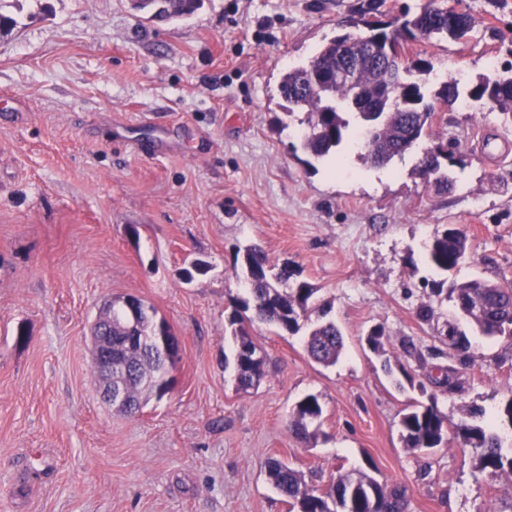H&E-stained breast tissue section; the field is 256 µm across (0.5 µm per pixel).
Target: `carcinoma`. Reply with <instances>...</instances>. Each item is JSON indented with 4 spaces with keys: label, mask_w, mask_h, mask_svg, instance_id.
<instances>
[{
    "label": "carcinoma",
    "mask_w": 512,
    "mask_h": 512,
    "mask_svg": "<svg viewBox=\"0 0 512 512\" xmlns=\"http://www.w3.org/2000/svg\"><path fill=\"white\" fill-rule=\"evenodd\" d=\"M203 0H139L137 8L152 12L158 20L183 18L197 11ZM456 11L433 2L419 12L404 13L395 27H367V33L355 36L344 33L322 45L306 62L290 66L282 76L279 92L286 102V115L305 113L300 144L312 161L332 157L350 138H362L372 128V141L361 158L383 166L402 157L428 138L438 137L439 112L454 104L471 99L481 101L490 112L500 115L503 126L512 128V65L474 85L448 77L440 89L430 93L426 84L410 79L411 69L432 71V64L420 59L408 66L405 54L386 52L387 45L407 41L450 38L460 40L474 28L470 13L462 11L460 22L448 26L438 20L441 13ZM358 62V82L364 98L374 108L372 112H356L350 104L352 88L331 84L325 95L315 92L326 76H334L336 67L345 58ZM448 166H442V161ZM464 167L463 160L451 150L439 145L427 150L419 161L420 175L439 186L455 183L452 167ZM468 238L457 226L446 229L432 240L428 249L429 262L441 271H452L467 257ZM296 271L288 265L273 266L265 252L257 247L244 250L239 280L248 296L236 301L229 317L232 337L238 347L254 345L245 323L258 320L285 332L304 333L307 351L317 362L333 366L338 361L344 340L336 323L328 319L330 305H315L317 289L305 281L295 280ZM449 299L468 311V324L481 336H506L512 339V284L483 278L455 283L448 291ZM122 298L112 300V363L131 368L124 379L127 402L112 404L116 410L133 414L153 395H162L172 384L169 377L172 364L157 345L156 338L167 324L157 319L153 306L140 310L136 324L128 328L123 322ZM316 320H311V316ZM384 331L372 329L366 343L374 353L387 354ZM448 348L458 354L461 365L467 364L470 341L454 325H448ZM247 383L239 386L246 391L264 377V366H236ZM323 408L317 396L308 394L299 400L292 412V431L308 442H316ZM404 445L412 450L433 449L446 442V432L454 433L463 447L473 453L475 469L490 478L512 476V445H505L501 436L484 422V411L468 407L454 421L437 406L436 396L428 403L412 406L400 420ZM266 473L273 487L288 498L290 512H405V491L390 487L374 477L358 471L332 479L322 492L308 486L304 476L278 459H269Z\"/></svg>",
    "instance_id": "cac0c4a2"
}]
</instances>
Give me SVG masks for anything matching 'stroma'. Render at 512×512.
Listing matches in <instances>:
<instances>
[{
  "label": "stroma",
  "instance_id": "1",
  "mask_svg": "<svg viewBox=\"0 0 512 512\" xmlns=\"http://www.w3.org/2000/svg\"><path fill=\"white\" fill-rule=\"evenodd\" d=\"M366 2L203 0L158 21L134 0H0L15 21L0 31V512H289L265 475L272 457L320 490L367 472L405 489L406 512H512V487L476 471L457 439L414 452L400 427L432 395L453 419L512 398V343L470 332L433 293L512 283V131L474 102L404 159L374 168L347 148L334 171L305 164L301 127L284 117V70L349 31ZM459 7L471 37L409 42L407 62L470 80L511 65L512 0ZM449 142L466 166L439 192L416 164ZM453 224L468 257L443 274L426 251ZM250 245L331 302L345 349L325 367L302 335L253 322L265 375L243 393L224 359ZM197 258L209 270L185 282ZM128 295L181 345L172 389L133 416L100 399L92 355L100 308ZM451 322L471 342L453 394L426 381L449 364ZM375 327L412 378L404 388L365 342ZM308 394L323 407L314 444L289 427Z\"/></svg>",
  "mask_w": 512,
  "mask_h": 512
}]
</instances>
